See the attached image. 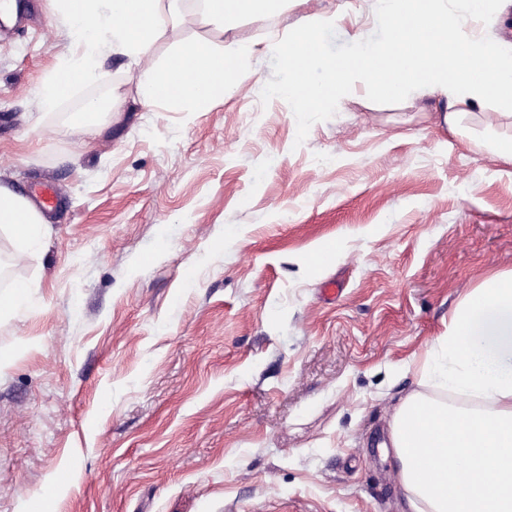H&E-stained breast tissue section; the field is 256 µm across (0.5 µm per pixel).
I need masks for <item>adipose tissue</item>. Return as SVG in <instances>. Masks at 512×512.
<instances>
[{
  "mask_svg": "<svg viewBox=\"0 0 512 512\" xmlns=\"http://www.w3.org/2000/svg\"><path fill=\"white\" fill-rule=\"evenodd\" d=\"M54 2L78 50L43 78L41 107L99 76L111 55L141 68L136 102L144 109L200 111L251 76L246 49L203 39L178 42L163 62L152 61L156 44L182 20V0ZM287 2L203 0V16L224 28ZM381 3L385 38L355 35L349 55L326 60L321 83L310 81L307 63L321 56L320 34L335 26V14L309 13L288 37L268 41V52L289 61L280 92L296 111L343 104L356 84L385 98L440 100L451 128L489 104L512 109V55L469 34L450 0ZM0 225L23 248L46 232L40 215L1 186ZM416 371L420 388L401 402L390 427L392 467L411 512H512V271L488 275L460 300Z\"/></svg>",
  "mask_w": 512,
  "mask_h": 512,
  "instance_id": "obj_1",
  "label": "adipose tissue"
}]
</instances>
